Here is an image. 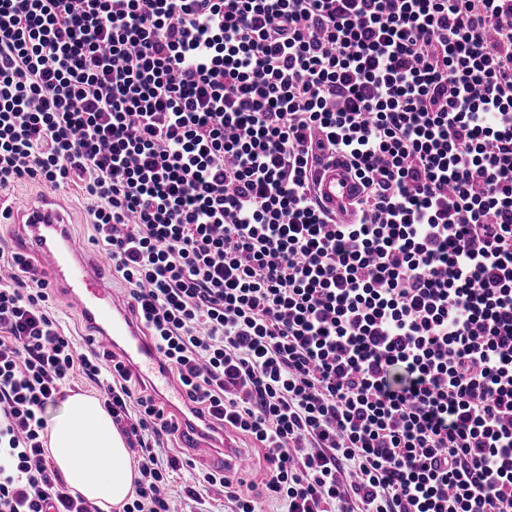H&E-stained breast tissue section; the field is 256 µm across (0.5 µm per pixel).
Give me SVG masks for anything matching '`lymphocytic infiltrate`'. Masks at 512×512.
<instances>
[{
	"label": "lymphocytic infiltrate",
	"instance_id": "obj_1",
	"mask_svg": "<svg viewBox=\"0 0 512 512\" xmlns=\"http://www.w3.org/2000/svg\"><path fill=\"white\" fill-rule=\"evenodd\" d=\"M359 183L324 211L316 163ZM78 186L212 430L230 512H512V0H0V191ZM0 512H91L46 458L75 373L171 512L179 424L0 248ZM184 423L187 424L186 428V438H188V446L183 447L180 437L178 434L175 439H172V442L169 444L170 448H173L172 453L178 455L181 459L189 458L195 464L196 471L201 470H211L223 465L229 467L231 471L237 472L238 475L243 474L250 470L252 466V459L246 454L237 451L234 449L232 445L236 448H241L242 451L251 454L255 458V466L254 469L243 476L248 481H255L256 483H260L263 478V468L265 466V462L263 461V451L259 449L256 441L253 439L244 436L238 433L235 430L227 429L226 437H228V441L232 444H225L224 438V446L222 445V437L216 434L218 437H214L212 440L215 443L214 453L212 457H202L208 453L209 445L208 439L206 437H200L202 442L198 441L197 435H203L202 430L198 427L191 419L184 418ZM183 447V448H181ZM225 447V448H224ZM193 448H197L199 455L194 451ZM225 456V458H224Z\"/></svg>",
	"mask_w": 512,
	"mask_h": 512
}]
</instances>
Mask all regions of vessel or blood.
<instances>
[{
  "label": "vessel or blood",
  "mask_w": 512,
  "mask_h": 512,
  "mask_svg": "<svg viewBox=\"0 0 512 512\" xmlns=\"http://www.w3.org/2000/svg\"><path fill=\"white\" fill-rule=\"evenodd\" d=\"M315 192L332 212H343L356 193L353 175L342 165L324 164L314 171ZM20 227L18 245L34 242L35 272L51 288L59 290L77 312L86 335L97 347L122 352L135 375L148 383L171 408H178L183 390L164 365L155 347L144 337L145 330L128 303L116 295L108 282L111 262L103 255H89L70 230L67 214L48 194L38 196L15 214Z\"/></svg>",
  "instance_id": "1"
}]
</instances>
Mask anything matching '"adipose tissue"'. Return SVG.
<instances>
[{"mask_svg":"<svg viewBox=\"0 0 512 512\" xmlns=\"http://www.w3.org/2000/svg\"><path fill=\"white\" fill-rule=\"evenodd\" d=\"M47 450L66 487L102 512L132 497L138 471L123 436L96 398L69 393L50 425Z\"/></svg>","mask_w":512,"mask_h":512,"instance_id":"obj_1","label":"adipose tissue"}]
</instances>
